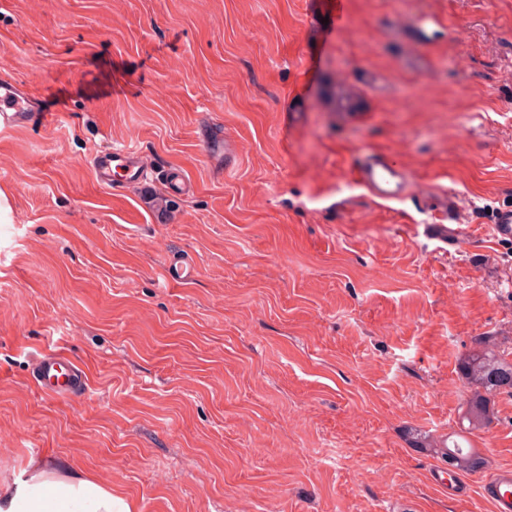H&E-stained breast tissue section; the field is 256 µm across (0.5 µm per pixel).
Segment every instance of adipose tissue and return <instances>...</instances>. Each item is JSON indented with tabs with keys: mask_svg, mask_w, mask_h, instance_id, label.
<instances>
[{
	"mask_svg": "<svg viewBox=\"0 0 512 512\" xmlns=\"http://www.w3.org/2000/svg\"><path fill=\"white\" fill-rule=\"evenodd\" d=\"M0 512H136V506L111 485L50 458L0 481Z\"/></svg>",
	"mask_w": 512,
	"mask_h": 512,
	"instance_id": "ef3b65f1",
	"label": "adipose tissue"
}]
</instances>
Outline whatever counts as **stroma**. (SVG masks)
I'll return each mask as SVG.
<instances>
[{"mask_svg":"<svg viewBox=\"0 0 512 512\" xmlns=\"http://www.w3.org/2000/svg\"><path fill=\"white\" fill-rule=\"evenodd\" d=\"M0 0V478L48 457L137 512H492L512 396L461 496L410 443L456 428L482 337L512 352V0ZM135 143L116 191L92 156ZM410 173L371 203L363 153ZM433 187L463 235L427 234ZM191 257L192 283L165 278ZM59 351L84 393L42 394ZM36 108L34 97L23 92L12 81L0 80V117L3 125L15 126L24 122L28 113L36 111ZM491 233L498 242H512V204L496 208L490 220Z\"/></svg>","mask_w":512,"mask_h":512,"instance_id":"1","label":"stroma"}]
</instances>
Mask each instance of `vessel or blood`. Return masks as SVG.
Returning <instances> with one entry per match:
<instances>
[{
  "mask_svg": "<svg viewBox=\"0 0 512 512\" xmlns=\"http://www.w3.org/2000/svg\"><path fill=\"white\" fill-rule=\"evenodd\" d=\"M35 109L34 97L23 92L12 81L0 80V124L18 125ZM94 164L104 175H119L122 183L129 187L136 186L144 177L141 155L136 147L128 144L105 148L95 157ZM352 179L376 203L403 200L411 186L409 174L386 155L377 152L364 154L355 163ZM460 209L458 199H442L434 210L435 222L429 227L430 234L448 246H456L457 231L448 225L447 219ZM490 223L496 241L512 242V204L496 208ZM196 272L197 266L193 261L184 257L174 258L167 265L166 278L171 283L184 284L192 280ZM32 380L41 393L68 398L82 387L83 372L69 357L55 353L39 361L32 372ZM484 495L491 503L493 512H512V469L500 470L488 481L484 486Z\"/></svg>",
  "mask_w": 512,
  "mask_h": 512,
  "instance_id": "b4317fda",
  "label": "vessel or blood"
}]
</instances>
